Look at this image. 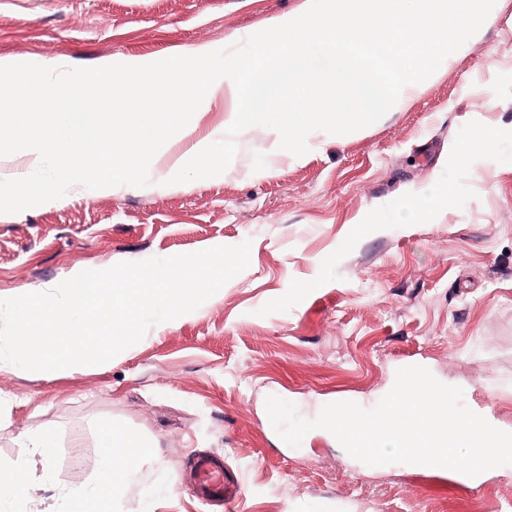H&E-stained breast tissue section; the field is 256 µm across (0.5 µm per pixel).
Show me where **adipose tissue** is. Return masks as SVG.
<instances>
[{
  "instance_id": "ef3b65f1",
  "label": "adipose tissue",
  "mask_w": 512,
  "mask_h": 512,
  "mask_svg": "<svg viewBox=\"0 0 512 512\" xmlns=\"http://www.w3.org/2000/svg\"><path fill=\"white\" fill-rule=\"evenodd\" d=\"M447 202L444 190L434 185L393 198L390 207L397 217L416 223L430 221ZM98 437L101 451L93 480L63 491L46 512H115L121 488L137 472L150 450L137 437L108 423L100 425ZM24 446L29 455L26 462L0 463V507L28 500L34 489L35 468L50 469L55 460L57 444L48 430L28 431Z\"/></svg>"
}]
</instances>
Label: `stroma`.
Segmentation results:
<instances>
[{
	"label": "stroma",
	"mask_w": 512,
	"mask_h": 512,
	"mask_svg": "<svg viewBox=\"0 0 512 512\" xmlns=\"http://www.w3.org/2000/svg\"><path fill=\"white\" fill-rule=\"evenodd\" d=\"M303 0H0V58L50 67L156 62L229 48ZM473 49L400 111L291 160L268 131L235 136L228 169L169 179L223 105L178 132L151 162L149 186H73L59 202L0 214V298L84 270L250 241V264L195 311L151 326L112 361L51 375L0 364V460L24 461L25 432L48 427L59 451L19 512H45L89 482L96 422L152 450L120 512H222L197 500L191 466L224 459L241 492L230 512H512V465L481 482L409 464L370 466L313 429L300 446L272 426L266 399L315 418L331 402L374 407L399 368L460 387L473 411L512 432V0ZM495 128L492 152L454 143ZM446 188L425 224L389 201ZM333 265H323L327 254Z\"/></svg>",
	"instance_id": "1"
}]
</instances>
